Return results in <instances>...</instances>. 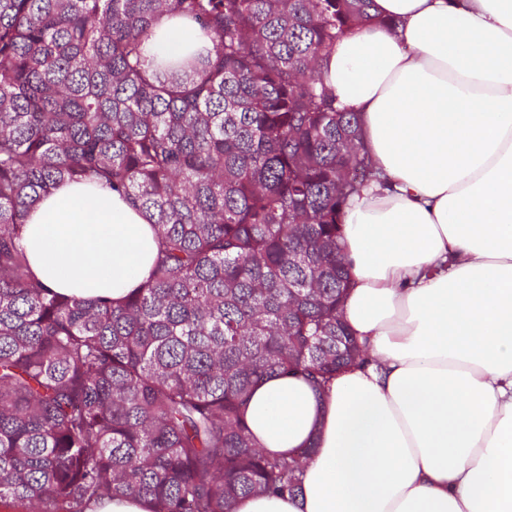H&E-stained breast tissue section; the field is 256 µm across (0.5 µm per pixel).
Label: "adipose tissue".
Listing matches in <instances>:
<instances>
[{
    "instance_id": "obj_1",
    "label": "adipose tissue",
    "mask_w": 512,
    "mask_h": 512,
    "mask_svg": "<svg viewBox=\"0 0 512 512\" xmlns=\"http://www.w3.org/2000/svg\"><path fill=\"white\" fill-rule=\"evenodd\" d=\"M373 12L324 68L377 170L341 241L342 315L368 362L323 390L277 374L254 387L259 447L314 454L298 492L236 512H512V0ZM208 45L165 17L147 52ZM21 245L39 279L87 300H120L157 256L145 213L84 181L43 194Z\"/></svg>"
}]
</instances>
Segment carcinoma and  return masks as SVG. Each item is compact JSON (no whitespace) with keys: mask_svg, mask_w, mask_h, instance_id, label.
<instances>
[{"mask_svg":"<svg viewBox=\"0 0 512 512\" xmlns=\"http://www.w3.org/2000/svg\"><path fill=\"white\" fill-rule=\"evenodd\" d=\"M372 0H0V506L232 512L293 495L310 453L252 439L272 374L325 387L365 363L340 306L341 214L375 176L323 63ZM165 15L211 42L145 56ZM64 181L149 215L158 253L124 300L36 279L27 213ZM86 512H150L147 500L115 496L111 500L92 503Z\"/></svg>","mask_w":512,"mask_h":512,"instance_id":"obj_1","label":"carcinoma"}]
</instances>
